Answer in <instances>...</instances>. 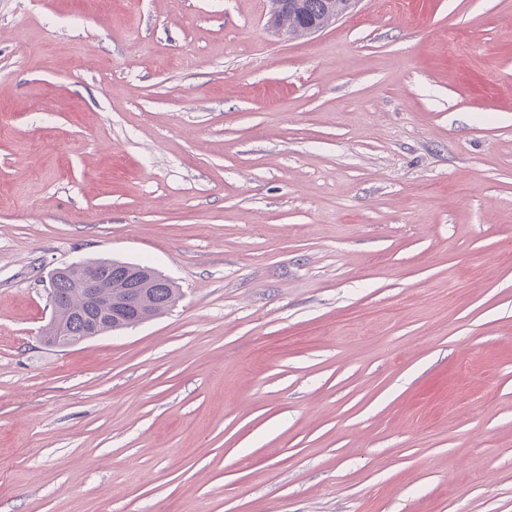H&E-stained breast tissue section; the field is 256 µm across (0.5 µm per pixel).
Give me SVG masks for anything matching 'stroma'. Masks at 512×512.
I'll return each mask as SVG.
<instances>
[{
	"instance_id": "obj_1",
	"label": "stroma",
	"mask_w": 512,
	"mask_h": 512,
	"mask_svg": "<svg viewBox=\"0 0 512 512\" xmlns=\"http://www.w3.org/2000/svg\"><path fill=\"white\" fill-rule=\"evenodd\" d=\"M0 0V512H512V0ZM156 319L58 347L54 269ZM347 0H292L296 6L288 12V0H269L270 2V19L269 25L275 28L279 33L288 37H296L302 35L309 36L321 30L324 26L323 22L312 23L323 20L330 12H340L345 8ZM329 10V12H328ZM293 20L298 24H308L297 30L288 28V21ZM93 263H77L69 266V273L60 272L53 274L56 278L54 285L56 298L61 308V313L67 318V328L70 336H83L82 340L75 342L68 336H55L49 323L43 331V336L46 338L47 345L55 344L62 347L76 346L88 340L94 339L98 336L104 335L108 330L106 326L112 323V306L114 309V317L118 316L127 310L134 309L136 313L140 312V303L146 293L145 284L140 287L142 290L137 292H129L117 297L112 298L114 292H127L133 289L135 283L127 276V266H138L139 273L145 278L151 279L155 284L154 288H150L147 302L154 316L164 314L171 309L180 297L179 288H177L172 281L159 273L155 268L149 265L135 264L124 261H117L112 259H94L88 260ZM76 268L78 274V287L75 288L76 271L71 269ZM101 272H100V270ZM101 273L106 281L112 285V293H106V288H111L102 278ZM52 282L50 281L49 299L52 307V323L58 328L60 321V310L55 302V294L52 291ZM82 288L84 299L86 303L97 310L98 317L91 321L86 328L89 316L93 315V311L82 305L78 289ZM148 313H140L139 319L136 321L135 326L146 323L156 317ZM128 329L129 327H117L111 332H118ZM86 329V332H85ZM85 332V336H84ZM41 340L44 342V337Z\"/></svg>"
}]
</instances>
